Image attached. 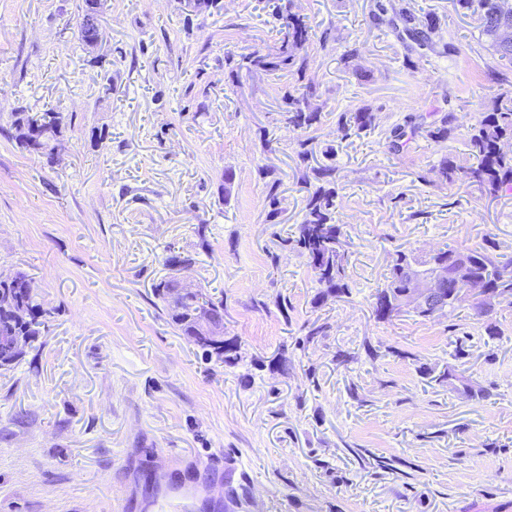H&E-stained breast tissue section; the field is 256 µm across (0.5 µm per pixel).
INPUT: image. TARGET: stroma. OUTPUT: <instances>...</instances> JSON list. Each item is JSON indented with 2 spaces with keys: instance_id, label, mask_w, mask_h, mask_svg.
Masks as SVG:
<instances>
[{
  "instance_id": "obj_1",
  "label": "stroma",
  "mask_w": 512,
  "mask_h": 512,
  "mask_svg": "<svg viewBox=\"0 0 512 512\" xmlns=\"http://www.w3.org/2000/svg\"><path fill=\"white\" fill-rule=\"evenodd\" d=\"M390 3L438 19L432 47L405 36ZM293 10L312 27L310 134L336 150L349 256L350 294L321 303L288 243L307 193L299 134L279 114L298 80L224 67L278 46L271 0L199 15L108 0L92 51L84 0H0V271L25 273L51 312L0 369V512H512V303H496L493 336L465 301L388 321L371 307L397 252L512 254V195L437 173L443 157L465 160L471 124L512 91V63L453 0ZM359 106L372 127L342 140L338 116ZM45 108L66 117L51 161L9 133L13 113ZM449 112L452 139L393 149L407 117ZM171 255L223 299L238 364L205 358L170 323L155 287ZM450 369L456 382L442 381Z\"/></svg>"
}]
</instances>
